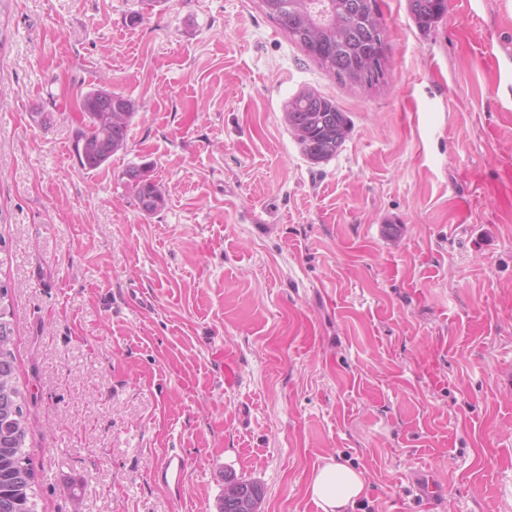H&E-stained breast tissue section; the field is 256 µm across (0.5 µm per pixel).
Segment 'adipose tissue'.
<instances>
[{"instance_id": "adipose-tissue-1", "label": "adipose tissue", "mask_w": 512, "mask_h": 512, "mask_svg": "<svg viewBox=\"0 0 512 512\" xmlns=\"http://www.w3.org/2000/svg\"><path fill=\"white\" fill-rule=\"evenodd\" d=\"M308 491L323 512H354L366 494V478L362 471L329 457L314 469Z\"/></svg>"}]
</instances>
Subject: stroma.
<instances>
[{
  "label": "stroma",
  "mask_w": 512,
  "mask_h": 512,
  "mask_svg": "<svg viewBox=\"0 0 512 512\" xmlns=\"http://www.w3.org/2000/svg\"><path fill=\"white\" fill-rule=\"evenodd\" d=\"M376 3L388 71L368 87L259 0H0V280L38 512H216L229 472L260 512H322L307 482L329 456L365 474L357 512H512V215L492 193L512 0H454L428 29ZM93 86L136 115L89 172L72 141ZM307 88L351 121L320 163L284 119ZM171 448L177 504L151 481ZM128 186L133 191L141 208L153 213L164 205V196L160 187L139 167L133 166L126 171Z\"/></svg>",
  "instance_id": "1"
}]
</instances>
